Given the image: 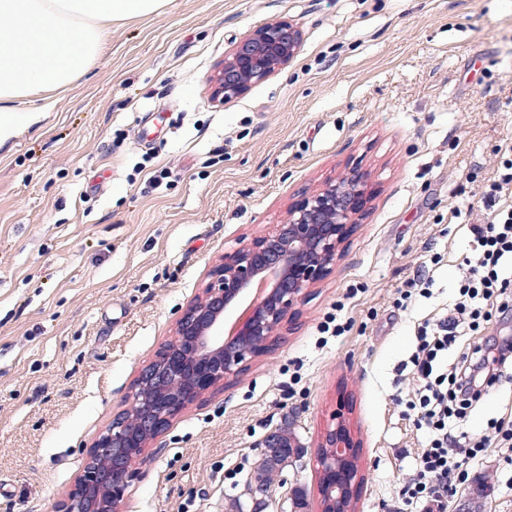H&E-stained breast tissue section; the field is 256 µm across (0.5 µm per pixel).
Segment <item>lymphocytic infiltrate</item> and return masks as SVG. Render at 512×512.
Returning a JSON list of instances; mask_svg holds the SVG:
<instances>
[{
    "mask_svg": "<svg viewBox=\"0 0 512 512\" xmlns=\"http://www.w3.org/2000/svg\"><path fill=\"white\" fill-rule=\"evenodd\" d=\"M512 184V142L506 143L492 181L476 202L489 209L504 186ZM490 211V209H489ZM475 257L448 313L419 329L408 365L420 384L412 404L426 445L417 458V479L405 484L402 497L423 512H447L448 490L467 478L468 467L489 447V436L472 434L463 423L473 403L490 388L512 380V338L481 342L455 353L458 338L487 321L489 306L512 311V207L490 211L474 225Z\"/></svg>",
    "mask_w": 512,
    "mask_h": 512,
    "instance_id": "obj_1",
    "label": "lymphocytic infiltrate"
}]
</instances>
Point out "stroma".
<instances>
[{
    "label": "stroma",
    "mask_w": 512,
    "mask_h": 512,
    "mask_svg": "<svg viewBox=\"0 0 512 512\" xmlns=\"http://www.w3.org/2000/svg\"><path fill=\"white\" fill-rule=\"evenodd\" d=\"M279 19L302 31L296 57L212 100L234 42ZM510 136L512 0H169L113 23L105 52L0 144V512H56L212 266L353 163L375 196L335 271L273 349L146 448L123 510L235 512L258 444L289 419L306 454L267 512L297 489L323 512L316 458L339 422L360 446L352 512H411L400 490L425 437L399 366L468 273L453 209ZM417 278L430 296L400 307ZM335 314L344 331L325 336ZM503 420L512 383L465 428ZM483 476V512H512V446L496 440L448 512H468Z\"/></svg>",
    "instance_id": "35a3bbf8"
}]
</instances>
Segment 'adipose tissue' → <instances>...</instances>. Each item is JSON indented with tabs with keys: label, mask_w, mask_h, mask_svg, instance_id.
Returning a JSON list of instances; mask_svg holds the SVG:
<instances>
[{
	"label": "adipose tissue",
	"mask_w": 512,
	"mask_h": 512,
	"mask_svg": "<svg viewBox=\"0 0 512 512\" xmlns=\"http://www.w3.org/2000/svg\"><path fill=\"white\" fill-rule=\"evenodd\" d=\"M167 0H0V136L27 125L20 100L71 84L98 57L109 23L159 12Z\"/></svg>",
	"instance_id": "obj_1"
}]
</instances>
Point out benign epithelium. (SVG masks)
<instances>
[{"mask_svg": "<svg viewBox=\"0 0 512 512\" xmlns=\"http://www.w3.org/2000/svg\"><path fill=\"white\" fill-rule=\"evenodd\" d=\"M302 32L278 20L246 32L235 42L214 78V96L231 102L290 63ZM374 191L357 164L288 207L284 222L242 240L209 271L202 296L176 322L173 338L145 366L130 393L134 419L116 414L88 450V462L58 512H121L132 478L130 458L141 444L164 435L171 422L203 395L223 388L274 345L307 293L334 269L340 246L368 212ZM276 430L259 445L246 483L250 512H265L270 489L261 475L276 447ZM317 456L326 474L348 478L345 449L353 444L342 423L328 431Z\"/></svg>", "mask_w": 512, "mask_h": 512, "instance_id": "obj_1", "label": "benign epithelium"}]
</instances>
